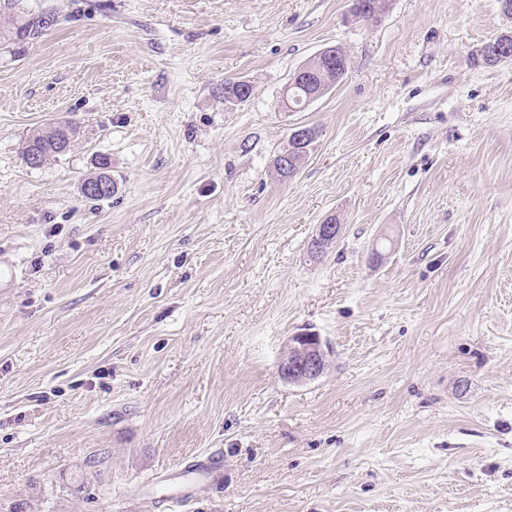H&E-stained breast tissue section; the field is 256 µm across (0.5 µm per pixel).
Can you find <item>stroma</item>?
<instances>
[{"label":"stroma","mask_w":512,"mask_h":512,"mask_svg":"<svg viewBox=\"0 0 512 512\" xmlns=\"http://www.w3.org/2000/svg\"><path fill=\"white\" fill-rule=\"evenodd\" d=\"M23 2L58 21L0 43V512H148L212 453L177 512H512V62H469L498 0ZM331 46L343 79L288 111ZM61 117L78 140L28 167ZM301 331L330 367L291 385ZM334 51L336 56L332 64L319 58V54L324 52L322 51L290 76L285 90V100L283 99L289 111L305 107L307 101L311 102L322 97L342 80L350 60L341 47H336ZM301 71L305 72L300 74ZM49 126L37 130L29 136L22 150V158L24 161L30 151L37 152L44 164L65 153L58 152V136L50 132L51 126ZM313 137L314 136L312 133L310 136L303 140H296L294 136H290L288 149L285 152H288V156L293 161V164H290L291 169L293 170L292 175L288 176V171L283 172L284 169L279 166L280 157L278 155L275 156L273 160V169L281 180H287L290 177H294L298 173V169L301 168L302 164L305 162ZM334 222V224H329ZM344 226L338 222L336 216L326 220V224L316 225L314 235L309 243V252L315 259H321L330 253L341 238ZM321 336L300 332L288 339L278 365L280 377L289 384H305L321 377L330 366V352ZM221 468L222 460L219 457L207 456L194 465L191 474L197 482H210L217 478Z\"/></svg>","instance_id":"obj_1"}]
</instances>
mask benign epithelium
I'll list each match as a JSON object with an SVG mask.
<instances>
[{"label":"benign epithelium","mask_w":512,"mask_h":512,"mask_svg":"<svg viewBox=\"0 0 512 512\" xmlns=\"http://www.w3.org/2000/svg\"><path fill=\"white\" fill-rule=\"evenodd\" d=\"M342 224H318L309 243V252L321 259L336 246L343 233ZM330 352L315 333L300 332L288 339L278 365L280 377L289 384H305L321 377L330 366Z\"/></svg>","instance_id":"benign-epithelium-1"}]
</instances>
